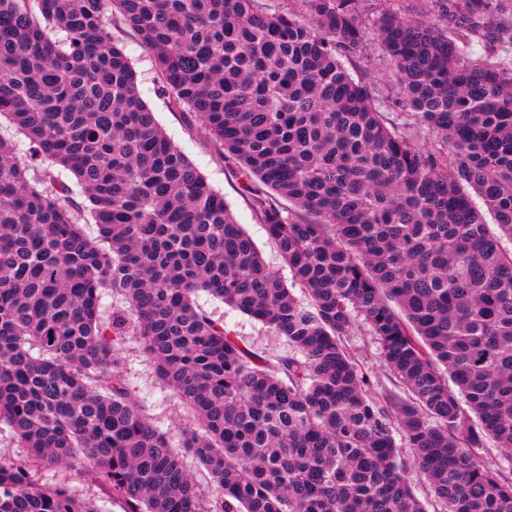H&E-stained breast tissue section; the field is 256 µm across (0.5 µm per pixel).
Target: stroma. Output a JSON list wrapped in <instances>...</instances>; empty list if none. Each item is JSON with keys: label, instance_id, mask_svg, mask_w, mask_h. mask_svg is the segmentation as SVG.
<instances>
[{"label": "stroma", "instance_id": "35a3bbf8", "mask_svg": "<svg viewBox=\"0 0 512 512\" xmlns=\"http://www.w3.org/2000/svg\"><path fill=\"white\" fill-rule=\"evenodd\" d=\"M112 35L122 44L137 73L141 96L154 112L160 127L223 196L235 220L254 240L266 263L280 274H287L288 269L276 246L268 239L253 213L237 165L229 160L217 161L215 147L194 115L188 110L173 107L168 97L160 94L153 59L138 38L128 28L118 25L113 26ZM345 65L355 78L369 84L380 87L392 84L386 53L375 34H368L361 54L346 60ZM196 301L213 316L223 318L225 327L251 349L271 356L287 352L288 343L284 338L208 293H198ZM348 346L359 365L375 374L380 388L392 389L390 373L384 367L366 327L355 330L348 340ZM123 352L129 387L136 399L154 424L169 432L173 445H180L181 431L190 424V416L183 403L162 387L142 352L138 337H126Z\"/></svg>", "mask_w": 512, "mask_h": 512}]
</instances>
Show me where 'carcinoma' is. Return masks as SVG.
Masks as SVG:
<instances>
[{"instance_id":"cac0c4a2","label":"carcinoma","mask_w":512,"mask_h":512,"mask_svg":"<svg viewBox=\"0 0 512 512\" xmlns=\"http://www.w3.org/2000/svg\"><path fill=\"white\" fill-rule=\"evenodd\" d=\"M421 1L434 20L391 0L368 25L360 0H0V118L30 143L0 134V424L26 449L0 456V512H103L39 482L74 467L121 512H512V0ZM114 15L237 161L292 285L159 126ZM370 29L389 92L342 62ZM200 291L288 353L240 345ZM131 335L208 502L129 389ZM348 347L359 365L376 375L379 384L378 391L384 389L397 391L389 379H393V377L384 367L377 346L372 340V336H369L366 327L360 326L352 336H349Z\"/></svg>"}]
</instances>
